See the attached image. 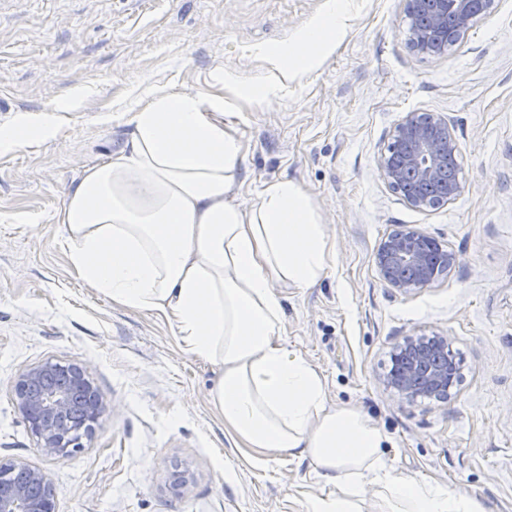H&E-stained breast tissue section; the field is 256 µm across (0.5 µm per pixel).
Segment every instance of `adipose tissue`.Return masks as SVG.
<instances>
[{
  "instance_id": "ef3b65f1",
  "label": "adipose tissue",
  "mask_w": 512,
  "mask_h": 512,
  "mask_svg": "<svg viewBox=\"0 0 512 512\" xmlns=\"http://www.w3.org/2000/svg\"><path fill=\"white\" fill-rule=\"evenodd\" d=\"M348 18L344 0L288 45L266 50L287 77L313 70ZM224 101L166 87L119 109L123 149L86 166L56 214L78 275L113 302L163 315L186 351L217 365L211 392L224 425L248 447L310 460L333 492L310 512H356L364 484L390 512H485L473 498L390 470L389 436L361 412L328 404L318 371L282 337L275 282L309 288L334 255L310 197L295 180L267 182L248 208L238 201L245 161L222 118ZM48 110L0 127V150L55 137Z\"/></svg>"
}]
</instances>
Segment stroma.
I'll use <instances>...</instances> for the list:
<instances>
[{
  "mask_svg": "<svg viewBox=\"0 0 512 512\" xmlns=\"http://www.w3.org/2000/svg\"><path fill=\"white\" fill-rule=\"evenodd\" d=\"M349 26L311 72L281 78L260 48L287 44L324 0H0V97L59 113L55 138L0 151V458L47 469L55 512H308L328 493L309 461L249 448L211 401L214 365L189 355L164 316L85 284L55 215L90 162L122 148L112 120L148 86L221 96L246 153L238 202L296 180L333 244L329 276L277 284L285 340L324 376L330 403L392 439L386 463L418 481L512 512V0L442 55L411 51L407 0H346ZM275 83L258 107L220 81ZM411 112L447 116L464 189L410 208L377 158ZM418 229L458 254L436 282L403 295L375 263L392 231ZM448 335L462 364L448 400L408 403L384 385L393 346ZM52 361L86 368L109 410L92 441L55 461L17 413L19 374ZM188 490L172 488L174 472Z\"/></svg>",
  "mask_w": 512,
  "mask_h": 512,
  "instance_id": "obj_1",
  "label": "stroma"
}]
</instances>
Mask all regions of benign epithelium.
<instances>
[{"mask_svg": "<svg viewBox=\"0 0 512 512\" xmlns=\"http://www.w3.org/2000/svg\"><path fill=\"white\" fill-rule=\"evenodd\" d=\"M499 0H409L403 33L410 49L419 54H442L448 44L435 42V35L453 18L459 38L473 23L496 12ZM458 150V141L448 117L426 118L407 114L396 127L390 145L378 159V169L390 187L397 190L407 176L428 183L445 169L448 155ZM461 181L448 184L444 198L405 197L406 203L425 211L455 199ZM458 261L457 255L437 239L419 230L406 229L384 240L376 264L389 287L402 294L431 284ZM450 338L443 334L414 332L392 350L394 367L385 377L390 393L415 402L443 393L448 399L459 368L449 352ZM18 414L36 439L42 455L65 460L85 447L109 410L86 370L78 365L45 362L22 372L12 386ZM0 512H55L49 473L24 461L0 459Z\"/></svg>", "mask_w": 512, "mask_h": 512, "instance_id": "benign-epithelium-1", "label": "benign epithelium"}]
</instances>
